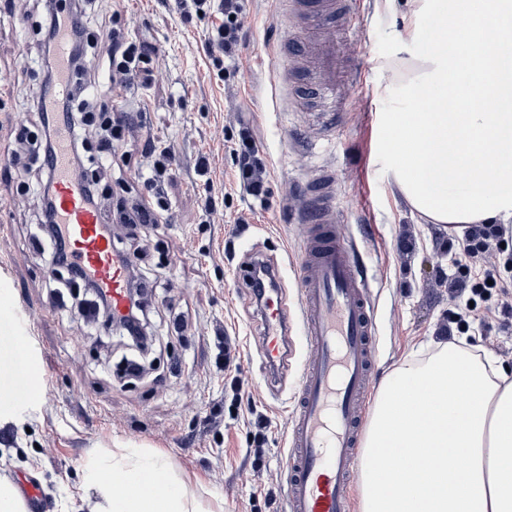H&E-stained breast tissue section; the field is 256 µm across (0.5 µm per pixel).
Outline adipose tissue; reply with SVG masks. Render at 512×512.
Returning a JSON list of instances; mask_svg holds the SVG:
<instances>
[{"instance_id":"1","label":"adipose tissue","mask_w":512,"mask_h":512,"mask_svg":"<svg viewBox=\"0 0 512 512\" xmlns=\"http://www.w3.org/2000/svg\"><path fill=\"white\" fill-rule=\"evenodd\" d=\"M401 11L406 39L420 19L456 17L469 37L437 39L426 53L394 67L396 80L423 112L389 113V151L397 186L411 208L435 224L512 222V0H383ZM11 354L0 353V427L21 425L36 411L42 373L21 408L11 391ZM399 448L389 466L369 462ZM359 512H512V375L470 347L440 342L412 355L383 381L367 431ZM163 469L171 493L135 487L145 471ZM86 512H205L190 499L167 457L122 451L90 459L83 469Z\"/></svg>"}]
</instances>
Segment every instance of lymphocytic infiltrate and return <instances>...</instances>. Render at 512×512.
<instances>
[{"label": "lymphocytic infiltrate", "instance_id": "f902f5d3", "mask_svg": "<svg viewBox=\"0 0 512 512\" xmlns=\"http://www.w3.org/2000/svg\"><path fill=\"white\" fill-rule=\"evenodd\" d=\"M94 0H71L68 8H60L57 0H44L35 21L40 36V69L42 89L51 91L58 78L60 50H67L72 86L67 95L46 103L43 97L34 103L36 118L19 123L17 141L31 152L38 163V196L40 231L47 248L48 266H75L67 241L54 218L56 174L48 163L54 152L60 130H68L70 171L85 190L92 207L104 210L113 191L112 174L129 164L123 147L133 126L135 113L118 109L111 102L91 92V76L104 71L112 78V92L120 95L131 90L140 75L148 73L153 62L144 44L130 37L128 24L120 10H113L107 21H100L93 9ZM243 0H224V23L212 33L209 44L217 50L213 64L229 69L241 41L240 16ZM67 30V41H60V30ZM142 155L146 169L140 172L148 195L129 203H117L114 216L105 217V224H123L129 241H136L135 230L141 224L162 223L168 203L161 189L171 164L169 149L144 143ZM239 177L258 203H265L267 179L263 162L258 158L249 130H241L234 150ZM512 239L511 224L466 225L457 243L460 249L459 274L450 283L452 293L469 298L483 296L499 270L487 259L503 253L505 241ZM119 257L127 264V295L129 309L119 316L120 325L133 324L145 328L149 313L142 303L146 282L130 250L119 249Z\"/></svg>", "mask_w": 512, "mask_h": 512}]
</instances>
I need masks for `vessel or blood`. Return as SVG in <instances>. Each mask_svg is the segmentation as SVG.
<instances>
[{
  "label": "vessel or blood",
  "instance_id": "obj_1",
  "mask_svg": "<svg viewBox=\"0 0 512 512\" xmlns=\"http://www.w3.org/2000/svg\"><path fill=\"white\" fill-rule=\"evenodd\" d=\"M284 25L274 60L297 59L308 82L307 99H336V44L322 40V26L353 13L356 0H270ZM57 172V219L84 273L112 301L113 314L125 313L127 270L112 247V234L89 207L81 185L68 174V134L60 132L53 158ZM304 223L312 230L296 263L298 329L288 323L285 304L267 305L260 355L287 368L297 346L313 362L297 382L298 400L286 421L287 512H354L350 490L360 462L359 433L375 389L378 361L374 303L366 274L338 227L336 179L320 170L305 191ZM19 347H27L37 321L28 305L17 304L0 288V320Z\"/></svg>",
  "mask_w": 512,
  "mask_h": 512
}]
</instances>
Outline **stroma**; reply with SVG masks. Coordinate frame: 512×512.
I'll list each match as a JSON object with an SVG mask.
<instances>
[{"instance_id": "35a3bbf8", "label": "stroma", "mask_w": 512, "mask_h": 512, "mask_svg": "<svg viewBox=\"0 0 512 512\" xmlns=\"http://www.w3.org/2000/svg\"><path fill=\"white\" fill-rule=\"evenodd\" d=\"M133 36L155 44L148 81L127 103L146 115L126 149L133 159L115 199L145 189L135 176L141 147L153 139L173 160L163 188L168 221L138 229L152 312V348L144 355L107 346L98 323L79 324L74 300L50 277L38 240L36 193L17 194L19 168L0 162V275L16 299L40 313L34 326L45 396L26 428L0 429V478L35 481L36 512H81L83 467L95 454L129 446L168 457L191 498L213 512H286L287 403L309 357L297 349L286 379L270 390L258 356L263 318L252 300L248 265L263 260L279 272V293L296 303L292 256L305 243L296 199L320 169L336 171L342 232L367 269L375 303L377 379L434 344L480 347L512 368V330H502L496 296L472 307L463 332L451 334L458 303L448 298L456 272L449 228L433 224L400 194L377 137L387 113L411 112L414 101L389 67L424 53V39L406 40L399 14L382 0H360L357 18L336 34V52L350 75L336 89V125L321 128L312 109H282L278 68L267 53L280 34L267 0H247L244 35L230 76L214 67L208 36L224 21V0L203 15L181 0H118ZM36 0H0V147L20 152L15 127L41 89L32 63L38 41L30 27ZM249 129L267 166L269 195L259 206L244 188L234 148ZM217 209L205 215L204 201ZM236 346L224 363L218 341ZM138 359L142 372L119 369Z\"/></svg>"}]
</instances>
